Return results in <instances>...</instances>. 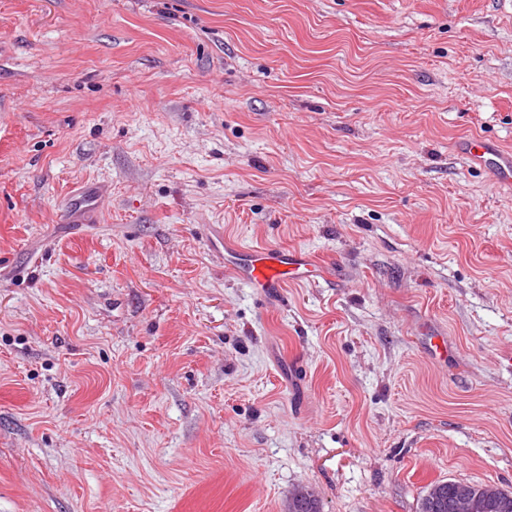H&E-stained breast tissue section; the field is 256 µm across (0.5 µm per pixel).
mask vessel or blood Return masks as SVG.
I'll list each match as a JSON object with an SVG mask.
<instances>
[{"label":"vessel or blood","instance_id":"obj_1","mask_svg":"<svg viewBox=\"0 0 512 512\" xmlns=\"http://www.w3.org/2000/svg\"><path fill=\"white\" fill-rule=\"evenodd\" d=\"M462 151L475 164L489 168L495 179L512 185V151L491 144L484 138L472 137L462 144ZM224 266L245 285L253 288L262 301L271 300L285 284L313 277L317 263L300 250L288 252L265 247H247L220 239Z\"/></svg>","mask_w":512,"mask_h":512}]
</instances>
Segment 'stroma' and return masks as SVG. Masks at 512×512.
I'll return each instance as SVG.
<instances>
[{
	"label": "stroma",
	"instance_id": "stroma-1",
	"mask_svg": "<svg viewBox=\"0 0 512 512\" xmlns=\"http://www.w3.org/2000/svg\"><path fill=\"white\" fill-rule=\"evenodd\" d=\"M474 136L512 150V0H0V512L512 492ZM210 224L322 276L263 303Z\"/></svg>",
	"mask_w": 512,
	"mask_h": 512
}]
</instances>
